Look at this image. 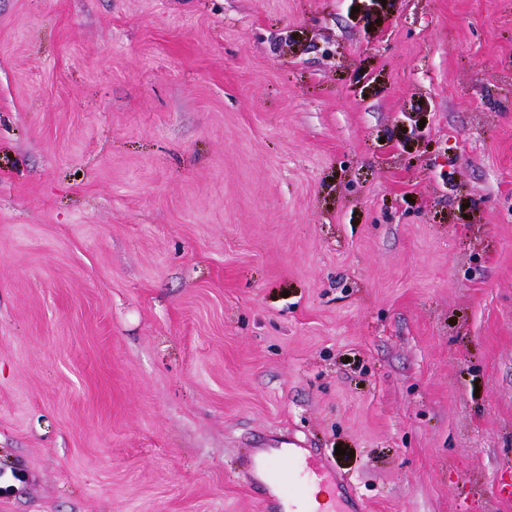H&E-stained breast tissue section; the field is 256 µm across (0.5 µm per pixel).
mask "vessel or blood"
Segmentation results:
<instances>
[{
  "instance_id": "b4317fda",
  "label": "vessel or blood",
  "mask_w": 512,
  "mask_h": 512,
  "mask_svg": "<svg viewBox=\"0 0 512 512\" xmlns=\"http://www.w3.org/2000/svg\"><path fill=\"white\" fill-rule=\"evenodd\" d=\"M279 460L288 461V470L276 468ZM244 466L250 486L261 496L262 512H314L307 498L309 485L336 478L331 464L300 448H254Z\"/></svg>"
}]
</instances>
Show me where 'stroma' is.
Instances as JSON below:
<instances>
[{
	"instance_id": "obj_1",
	"label": "stroma",
	"mask_w": 512,
	"mask_h": 512,
	"mask_svg": "<svg viewBox=\"0 0 512 512\" xmlns=\"http://www.w3.org/2000/svg\"><path fill=\"white\" fill-rule=\"evenodd\" d=\"M512 512V0H0V512ZM306 448H252L245 457L244 466L249 485L261 495L263 512H322L309 507L308 487L314 483L332 481L339 490V503L333 512L360 510L355 494L336 480V469L326 462L305 453ZM287 460L288 472L276 468L275 461ZM300 469V476H297ZM304 478V481L301 479ZM330 488L315 484L310 487L311 506L328 501Z\"/></svg>"
}]
</instances>
